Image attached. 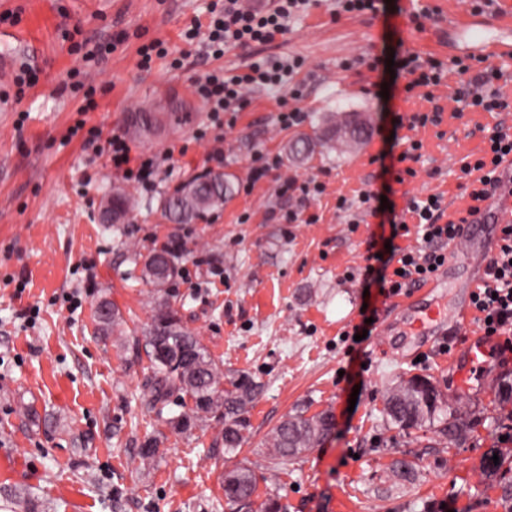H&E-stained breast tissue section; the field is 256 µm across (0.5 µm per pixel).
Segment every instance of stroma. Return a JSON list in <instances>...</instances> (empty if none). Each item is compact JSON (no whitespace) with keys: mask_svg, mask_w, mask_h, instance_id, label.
Masks as SVG:
<instances>
[{"mask_svg":"<svg viewBox=\"0 0 512 512\" xmlns=\"http://www.w3.org/2000/svg\"><path fill=\"white\" fill-rule=\"evenodd\" d=\"M224 0H0V56L30 66L38 83L16 97L14 70L0 71V512H228L221 475L244 463L267 474L259 498L284 512H503L488 456H512V355L491 354L483 376L462 389L452 359L472 339L476 319L447 318L438 335L410 336L393 298L363 291L359 273L372 243L391 229L363 213L359 197L380 188L382 168H353L350 150L320 146L324 133L359 115L365 147L385 148L384 109L409 113L428 102L401 90L380 95L369 64L385 45L447 60L472 48L449 24L452 0H419L430 18L398 11L337 15L336 0H313L287 34L269 44L230 47L221 58L188 42ZM164 56L142 66L143 45ZM293 62L279 84L246 90L238 111L212 115L193 92L212 70L231 76L256 62ZM301 112L290 128L280 112ZM158 124L129 135L142 114ZM102 137H126L132 156L159 157L152 191L113 169L107 155L72 135L77 121ZM315 140L291 157L298 135ZM278 156L277 174L249 184L255 153ZM416 174L393 199L447 194L459 167L447 147H423ZM223 172V208L174 224L162 204L196 175ZM313 180L308 199L280 195L279 179ZM122 188L124 223L103 224L105 195ZM172 237L184 244L166 291L185 327L225 378L250 376L260 392L245 415V441L224 452L223 422L175 431L179 400L148 404L151 363L141 344L154 289L141 261ZM118 307L121 333L96 332L98 302ZM385 331L354 340L364 310ZM431 378L453 408L477 414L469 438L449 444L431 427L402 432L382 419L383 399L399 378ZM331 412L330 434L302 458L268 468V439L297 412ZM161 457L144 466L147 437ZM413 461L408 476L396 460Z\"/></svg>","mask_w":512,"mask_h":512,"instance_id":"stroma-1","label":"stroma"}]
</instances>
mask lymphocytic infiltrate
Here are the masks:
<instances>
[{
	"mask_svg": "<svg viewBox=\"0 0 512 512\" xmlns=\"http://www.w3.org/2000/svg\"><path fill=\"white\" fill-rule=\"evenodd\" d=\"M307 0H275L273 8L255 10L243 8L240 0H224L222 9L213 11L209 23L208 47L213 55H221L225 47H246L253 43H269L276 36L284 34L290 19L306 4ZM393 70L395 75L405 76V93H412L419 87L439 86L446 71L460 75L476 73L481 86L480 92L460 95L458 101L462 110L481 112H506L512 105L499 99L492 86L501 73L496 69H484L478 58L472 56L454 57L449 63L434 59H421L410 53L395 55ZM280 63L252 65L248 74L232 81L212 74L197 87V93L214 112H227L242 99L245 87L254 84L274 85L281 80ZM90 144H102L113 168L124 171L126 176L143 187H152L156 171L154 158L145 156L132 161L131 148L121 136H112L106 141L90 137ZM512 154V138L494 131L488 136V148L483 156L461 164L462 175L478 170L484 174V182L497 186L501 180L497 167L504 154ZM409 212L417 219L416 230L421 240L417 251L402 254L397 265L388 260L366 265L362 285L381 288L388 295L398 294L429 279L434 268L444 266L448 260V246L461 237L459 225L442 223L444 212L440 197L431 196L423 200L411 201ZM474 309L484 320L482 329L485 336L496 338L498 352L512 351V224L499 227L495 252L485 272L481 288L471 295Z\"/></svg>",
	"mask_w": 512,
	"mask_h": 512,
	"instance_id": "lymphocytic-infiltrate-1",
	"label": "lymphocytic infiltrate"
}]
</instances>
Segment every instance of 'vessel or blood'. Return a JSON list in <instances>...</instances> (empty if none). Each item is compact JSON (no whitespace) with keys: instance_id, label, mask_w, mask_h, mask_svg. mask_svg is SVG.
Instances as JSON below:
<instances>
[{"instance_id":"b4317fda","label":"vessel or blood","mask_w":512,"mask_h":512,"mask_svg":"<svg viewBox=\"0 0 512 512\" xmlns=\"http://www.w3.org/2000/svg\"><path fill=\"white\" fill-rule=\"evenodd\" d=\"M496 18L497 32L493 35L469 11H457L454 21L456 33L475 44L480 58L488 63L512 57V0H499ZM462 120L473 130L481 131L495 123L496 118L491 112L462 115L451 111L441 115L442 123L452 128ZM448 148L454 160L465 161L478 155L483 145L472 137L464 136L449 141ZM500 170L502 184L496 190H487L481 173L476 172L470 176L466 192L452 191L448 194V219L462 224V238L468 243V253L461 265L448 268V278L458 290L456 317L462 321L468 316L471 294L481 282L480 273L492 251L488 239L480 232L481 224L488 221L495 224L512 223V154L501 161ZM399 315L410 330L421 336L436 333L446 319L445 311L437 306L418 312L412 305L406 304L401 306ZM488 357L487 345L480 340H472L463 354L467 371H481L486 367Z\"/></svg>"}]
</instances>
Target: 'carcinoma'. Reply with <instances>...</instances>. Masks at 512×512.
Masks as SVG:
<instances>
[{
    "instance_id": "cac0c4a2",
    "label": "carcinoma",
    "mask_w": 512,
    "mask_h": 512,
    "mask_svg": "<svg viewBox=\"0 0 512 512\" xmlns=\"http://www.w3.org/2000/svg\"><path fill=\"white\" fill-rule=\"evenodd\" d=\"M368 128L367 121L357 118L330 132L327 142L340 146L358 143ZM314 151V143L306 135L298 136L289 146V153L307 157ZM229 182L224 174L215 173L203 180L193 177L164 200V216L176 224H188L202 218L207 212L224 204ZM143 275L154 288L157 297L153 307L152 324L145 333V352L153 364L150 404L166 405L171 396L188 398V411L169 419L171 427L189 431L199 422L211 417L224 421V453L232 454L241 447L246 430L244 413L260 391L250 376L240 374L223 387V373L208 354L198 337L182 323L165 292L174 277L169 253L154 250L143 259ZM99 331L108 336L118 331L121 314L109 301L97 308ZM382 417L388 426L401 430L418 429L434 421L441 423L440 433L448 444L465 439L473 430L471 419L459 414L443 400L436 386L422 376H412L391 388L383 402ZM334 426L328 412L307 417L303 413L289 416L272 431L271 464L295 459L323 441ZM141 461L154 463L159 455V441L147 438L138 450ZM224 498L232 512H280V504L273 497L258 503L255 499L258 476L245 464L224 471Z\"/></svg>"
}]
</instances>
